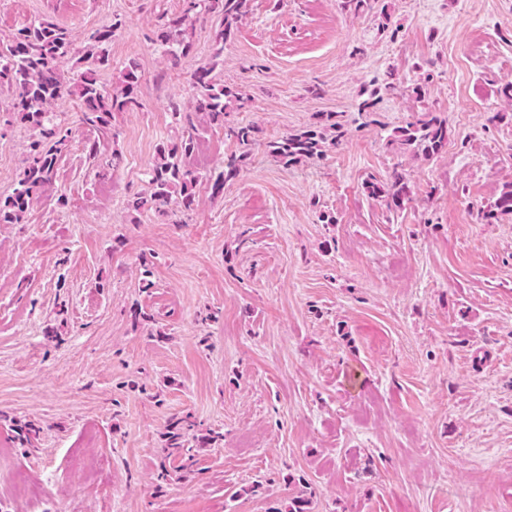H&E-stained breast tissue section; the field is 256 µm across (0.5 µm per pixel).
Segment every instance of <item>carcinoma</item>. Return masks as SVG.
<instances>
[{"label":"carcinoma","mask_w":512,"mask_h":512,"mask_svg":"<svg viewBox=\"0 0 512 512\" xmlns=\"http://www.w3.org/2000/svg\"><path fill=\"white\" fill-rule=\"evenodd\" d=\"M203 2L204 11L220 16V24L212 35L213 58L224 51V40L231 37L238 22L249 12L251 0H185L182 15L168 19L159 32L163 45L177 59L189 49V43L176 40L177 32L189 14L197 9V2ZM114 27L99 30L92 37V49L86 56L90 68L81 73L78 94L83 102V120L90 126H104L114 112L132 110L140 103L137 98L139 76L132 66L125 73L124 87L119 94L105 92L94 77V69L110 65L109 43ZM72 50L67 29L49 21H37L17 29L7 43L0 46V85L7 84L15 89L13 112L19 121L40 131L45 138L57 135L50 127L52 114L47 106L64 92V86L57 72L58 61ZM216 63L198 68L192 75L197 90L195 112L201 114L209 124L224 123V112L232 106L241 109L244 99L231 87L219 82L214 75ZM340 131L339 123L326 117V123L300 134L283 136L271 144L273 153L286 164L296 163L303 158L320 156L330 147L339 144L337 138L327 139L324 131ZM400 141L415 146L430 156L448 142V123L438 116L410 123L397 131ZM195 150V138L189 133L175 144L161 146L157 161L152 169L150 194L134 202L137 209L147 208L162 214H173L181 209L191 208L200 183L187 168L186 160ZM30 158L23 171L19 188L13 195L0 198V224H18L33 205L40 192L52 182L55 155L45 149L42 141L34 140L29 146ZM370 195L385 194L396 207H401L410 193L407 173L393 170L389 182L367 185Z\"/></svg>","instance_id":"carcinoma-1"}]
</instances>
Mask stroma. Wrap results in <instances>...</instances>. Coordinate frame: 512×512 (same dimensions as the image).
<instances>
[{
	"label": "stroma",
	"instance_id": "1",
	"mask_svg": "<svg viewBox=\"0 0 512 512\" xmlns=\"http://www.w3.org/2000/svg\"><path fill=\"white\" fill-rule=\"evenodd\" d=\"M182 11L0 0V39L45 20L74 47L52 184L0 224V512H288L300 494L305 512H512V213L495 208L512 188V0H371L356 16L251 0L216 69L247 105L198 129L202 187L170 218L130 203L211 61L213 14L188 22L189 54H164L161 19ZM109 25L97 81L116 92L136 63L140 105L94 128L72 86ZM12 98L0 87V198L38 136ZM428 112L448 123L429 158L394 142ZM330 113L337 147L273 153ZM249 125L247 146L224 132ZM396 167L399 209L366 189ZM20 469L39 498L7 492Z\"/></svg>",
	"mask_w": 512,
	"mask_h": 512
}]
</instances>
